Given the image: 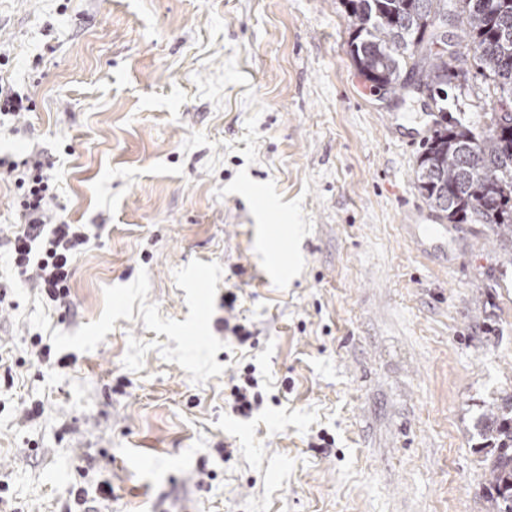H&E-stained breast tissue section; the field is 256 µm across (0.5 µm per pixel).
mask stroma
<instances>
[{
	"instance_id": "stroma-1",
	"label": "stroma",
	"mask_w": 512,
	"mask_h": 512,
	"mask_svg": "<svg viewBox=\"0 0 512 512\" xmlns=\"http://www.w3.org/2000/svg\"><path fill=\"white\" fill-rule=\"evenodd\" d=\"M353 30L341 0H0L31 106L0 122V279L4 162L39 154L89 237L67 304L0 307L7 512H489L512 265L480 224L444 259L407 238L428 98L372 88ZM246 372L243 382L234 384L231 389L233 408L243 417L251 415L254 407L259 405L262 399L261 393L255 390L258 387L256 379L250 376L249 369Z\"/></svg>"
}]
</instances>
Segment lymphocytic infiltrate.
<instances>
[{
  "label": "lymphocytic infiltrate",
  "mask_w": 512,
  "mask_h": 512,
  "mask_svg": "<svg viewBox=\"0 0 512 512\" xmlns=\"http://www.w3.org/2000/svg\"><path fill=\"white\" fill-rule=\"evenodd\" d=\"M9 169L18 175L19 205L25 218L22 232L14 237L13 264L19 276L50 301L65 302L77 250L88 238L79 225L52 223L48 214L52 194L41 159L31 155L10 163Z\"/></svg>",
  "instance_id": "obj_1"
}]
</instances>
